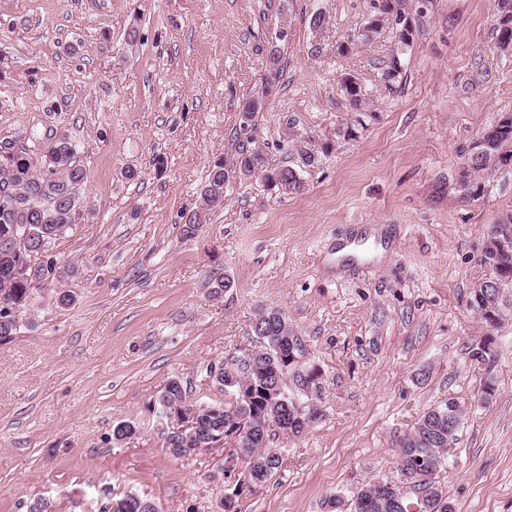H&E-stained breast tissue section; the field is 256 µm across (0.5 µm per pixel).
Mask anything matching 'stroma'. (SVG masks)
<instances>
[{"label":"stroma","instance_id":"stroma-1","mask_svg":"<svg viewBox=\"0 0 512 512\" xmlns=\"http://www.w3.org/2000/svg\"><path fill=\"white\" fill-rule=\"evenodd\" d=\"M406 3L404 46L387 27L360 37L377 0H0V141L35 154L65 134L85 172L72 228L31 262L55 263L72 304L34 282L0 339V512L38 498L102 512L126 493L158 512H218L244 476L226 465L233 439L173 457L159 396L175 377L189 401H223L207 371L254 347L268 308L302 338L321 389L315 419L279 437L281 467L239 512H336L362 483L398 479V441L450 398L465 415L445 494L457 512H512V282L496 326L469 306L489 231L512 223V164L465 168L512 113V49L497 46V0ZM274 44L273 92L242 128ZM348 77L365 95L357 110ZM303 144L317 165L303 166ZM244 147L297 169L303 191L233 180L184 237L214 162ZM342 238L355 254L337 256ZM224 277L232 288L215 293ZM488 338V361H474ZM123 421L139 432L118 443Z\"/></svg>","mask_w":512,"mask_h":512}]
</instances>
